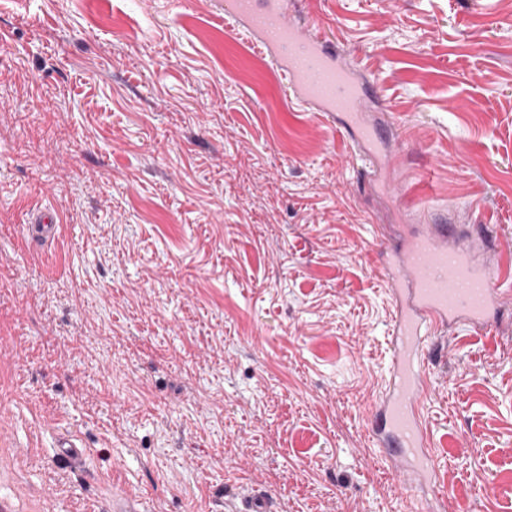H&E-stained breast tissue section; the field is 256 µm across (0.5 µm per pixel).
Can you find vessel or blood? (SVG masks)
Segmentation results:
<instances>
[{"label":"vessel or blood","instance_id":"1","mask_svg":"<svg viewBox=\"0 0 512 512\" xmlns=\"http://www.w3.org/2000/svg\"><path fill=\"white\" fill-rule=\"evenodd\" d=\"M224 15L281 70L291 101L320 120L345 121L351 148L370 179L404 200L410 172L400 149L374 150L381 130L369 120L374 84L351 55L290 12L289 0H225ZM36 241L57 232L46 213L28 225ZM381 282L394 313L388 341L389 379L365 420L369 441L406 492L436 477L439 463L425 415L430 388L427 359L439 337L458 329L491 330L512 296V247L495 244L486 224H455L442 213H423L401 227L397 246L379 259ZM89 451L76 436L58 439L55 456L73 465Z\"/></svg>","mask_w":512,"mask_h":512}]
</instances>
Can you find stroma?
I'll use <instances>...</instances> for the list:
<instances>
[{"label": "stroma", "instance_id": "1", "mask_svg": "<svg viewBox=\"0 0 512 512\" xmlns=\"http://www.w3.org/2000/svg\"><path fill=\"white\" fill-rule=\"evenodd\" d=\"M375 80L410 198L512 243V0H296ZM0 495L42 512H406L362 425L399 219L224 0H0ZM52 212L55 240L24 226ZM426 402L455 512H512V304ZM74 434L73 467L52 443ZM496 492L487 495L483 486Z\"/></svg>", "mask_w": 512, "mask_h": 512}]
</instances>
